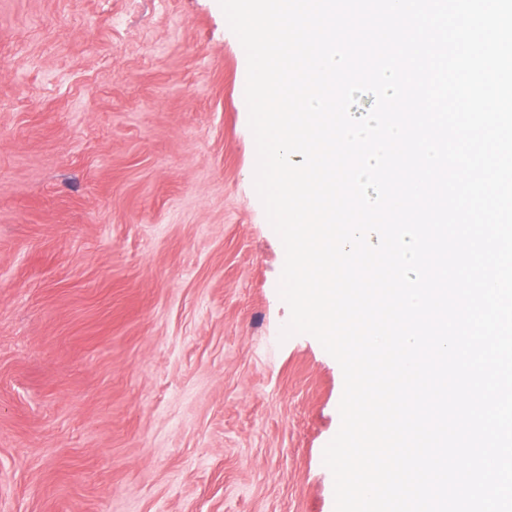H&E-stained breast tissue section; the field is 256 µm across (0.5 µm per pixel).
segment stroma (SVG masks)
<instances>
[{"instance_id":"35a3bbf8","label":"stroma","mask_w":512,"mask_h":512,"mask_svg":"<svg viewBox=\"0 0 512 512\" xmlns=\"http://www.w3.org/2000/svg\"><path fill=\"white\" fill-rule=\"evenodd\" d=\"M218 0H0V512H334Z\"/></svg>"}]
</instances>
